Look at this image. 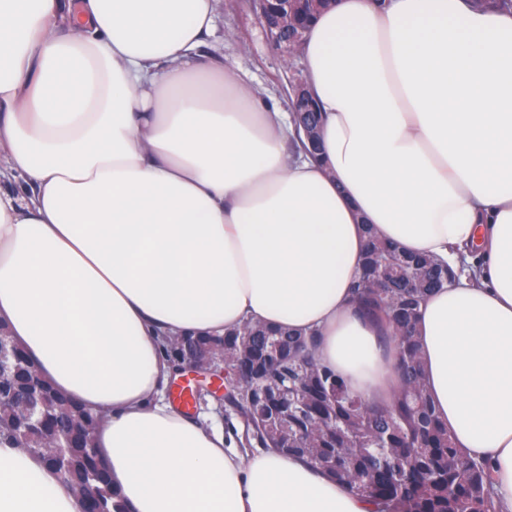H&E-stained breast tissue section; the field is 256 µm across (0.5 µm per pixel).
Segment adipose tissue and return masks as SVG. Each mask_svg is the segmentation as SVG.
<instances>
[{
    "label": "adipose tissue",
    "mask_w": 512,
    "mask_h": 512,
    "mask_svg": "<svg viewBox=\"0 0 512 512\" xmlns=\"http://www.w3.org/2000/svg\"><path fill=\"white\" fill-rule=\"evenodd\" d=\"M217 0H0V322L62 395L128 512H377L306 459L239 448L166 398L165 337L315 335L373 406L400 392L352 296L368 233L456 270L416 334L440 420L512 512V9L335 0L301 56L318 156L202 58ZM0 512H81L0 444Z\"/></svg>",
    "instance_id": "adipose-tissue-1"
}]
</instances>
